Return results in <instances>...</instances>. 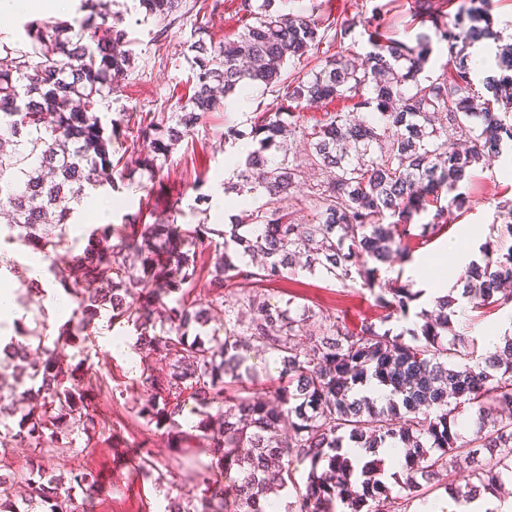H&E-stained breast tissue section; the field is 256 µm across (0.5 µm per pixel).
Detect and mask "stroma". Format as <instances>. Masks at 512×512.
Segmentation results:
<instances>
[{"instance_id": "obj_1", "label": "stroma", "mask_w": 512, "mask_h": 512, "mask_svg": "<svg viewBox=\"0 0 512 512\" xmlns=\"http://www.w3.org/2000/svg\"><path fill=\"white\" fill-rule=\"evenodd\" d=\"M112 10L115 24L125 28L132 40L134 62L131 73L110 98L106 117L114 118L121 112H173L178 102L191 94L193 54L184 41L195 23V14L190 12L181 17L174 24L168 42L161 45L153 39L156 27L147 20L143 8H132L127 0H116ZM490 29L492 38L476 43L469 53L481 56L489 75L498 77L502 74L498 66L499 51L512 44V0H493ZM274 98L273 92L259 85L229 97L225 109L209 114L191 140L174 147L155 178L138 174L133 181L118 187H101V194L111 202L110 209L102 213H79L77 223L95 229L121 223L125 214L137 212L151 223L167 220L180 210L184 222L214 224L223 209L239 223H247L250 212L262 204V196L253 194L243 202L233 191L217 196L214 187L235 182V175L228 172L230 153L254 147L250 130L255 114L271 106ZM228 124L237 126L242 133L231 145L224 142V127ZM460 190L466 195L464 208L449 212L447 229L417 247L414 259L438 261L441 247L451 242L459 244L466 240L476 249L489 241L492 226L498 221V203L512 199V152L503 153L492 168L475 169L472 177L461 183ZM231 291L239 297L257 296L279 306L291 299L295 304L336 315L352 328L377 315L368 289L358 285L341 287L320 272L304 271L274 283L241 279ZM108 331V323L103 319L97 320L91 330L87 345L95 354L98 373L87 379L86 384L101 391L100 411L123 414L141 407L148 395L136 383L138 369L107 349L103 338ZM108 387L116 389V396H105ZM141 440L147 441L152 456L165 470L164 480H145L134 470L115 468L114 457L132 454ZM83 460L112 480L111 487L96 495L93 512H163L170 498L188 497L196 491L193 468L183 463L181 455L170 448L166 436L158 432L146 438L139 428H130L124 432L121 442L112 445L100 442L85 449Z\"/></svg>"}]
</instances>
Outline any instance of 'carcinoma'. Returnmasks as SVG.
Here are the masks:
<instances>
[{
	"label": "carcinoma",
	"instance_id": "carcinoma-1",
	"mask_svg": "<svg viewBox=\"0 0 512 512\" xmlns=\"http://www.w3.org/2000/svg\"><path fill=\"white\" fill-rule=\"evenodd\" d=\"M271 4L239 0L243 29L218 45L206 46L205 23H195L188 46L198 67L193 93L169 116L122 112L109 129L95 106L117 92L132 59L128 33L109 23L112 0H80L79 10L91 8L83 19L25 22L24 50L0 43V140L13 145L0 152V208L12 213L7 239L42 253L75 304L55 340L42 321L18 331L3 350L18 378L0 386V512H90L87 501L103 488L101 472L76 463V437L84 436L87 448L126 426L98 411L83 387L91 355L74 365L61 356L101 316L137 334L139 382L149 399L133 419L148 432L165 430L171 447L196 467L199 492L171 501L164 512H266L268 495L288 487L297 498L290 512H407L433 489L454 500L498 495L503 474L512 473V336L480 347L454 329L450 294L419 313L411 340L384 328L408 317L420 292L382 276V267L393 257L411 261L412 240L435 235L448 208L464 206L459 184L473 166H492L502 143L512 142V44L499 54L508 74L486 81L492 98L480 111L472 104L466 50L488 35L490 0H460L453 29L430 0H411L420 26L455 52L451 72L435 78L421 76L432 52L427 33L412 46L370 32L372 50L360 70L342 50L354 19L324 18L321 3L307 15L273 11ZM139 5L160 24L157 41L186 14V0ZM326 39L336 53L319 69L283 78L285 64L318 55ZM249 84L277 93L276 106L252 126L257 148L238 174V192L266 198L251 212L250 228L175 218L140 224L139 215H127L120 226L92 231L81 252L55 258L76 205L101 186L103 171L116 168L118 128L133 127L150 140L152 154L138 170L154 178L174 146L220 106L217 92L228 97ZM341 99L350 106L307 132L308 164L325 180L307 184L301 164L266 155L302 127L305 103ZM362 111L373 122L350 118ZM293 194L309 203L306 224L288 221L280 206ZM430 204L431 221L412 233L413 214ZM498 214V240L485 243L482 262L458 278L480 313L512 309V289L504 287L512 284V245L504 246L512 239V200ZM241 255L262 260L242 266ZM318 267L344 286L361 282L383 312L379 322L350 329L290 300L281 308L226 294L240 278L272 281ZM202 280L210 295L204 303L190 299ZM213 321L224 336L207 332ZM33 350L42 358H30ZM259 351L281 365L269 397L256 390L261 379L252 358ZM157 356L168 368L153 365ZM371 380L389 390L386 403L357 397V387ZM190 400L198 420L185 430ZM465 415L475 423L469 437L460 432ZM350 445L403 449L402 494L391 495L377 462L360 466L341 454ZM22 446L33 453L17 460L13 449ZM305 461L309 470L299 481L295 464ZM136 466L149 476L162 473L142 447ZM234 466L237 478L230 476ZM61 467L67 475L56 474ZM457 468L470 469L475 481H451Z\"/></svg>",
	"mask_w": 512,
	"mask_h": 512
}]
</instances>
